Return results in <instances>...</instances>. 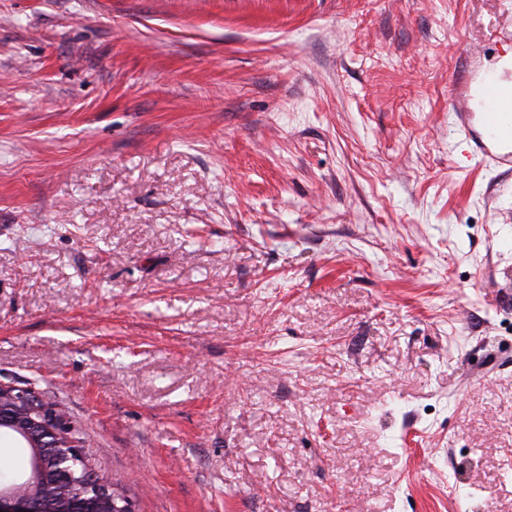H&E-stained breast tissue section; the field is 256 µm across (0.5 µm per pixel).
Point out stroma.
<instances>
[{"instance_id":"35a3bbf8","label":"stroma","mask_w":512,"mask_h":512,"mask_svg":"<svg viewBox=\"0 0 512 512\" xmlns=\"http://www.w3.org/2000/svg\"><path fill=\"white\" fill-rule=\"evenodd\" d=\"M512 0H0V375L136 512H512ZM481 92V110L472 112L468 84H453L448 98L452 124L464 135L474 157L489 167L512 170V80L488 73Z\"/></svg>"}]
</instances>
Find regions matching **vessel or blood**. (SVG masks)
I'll return each mask as SVG.
<instances>
[{
	"label": "vessel or blood",
	"instance_id": "vessel-or-blood-1",
	"mask_svg": "<svg viewBox=\"0 0 512 512\" xmlns=\"http://www.w3.org/2000/svg\"><path fill=\"white\" fill-rule=\"evenodd\" d=\"M481 109L471 111L467 83H454L448 110L453 126L464 136L473 156L512 170V80L489 73L481 81Z\"/></svg>",
	"mask_w": 512,
	"mask_h": 512
}]
</instances>
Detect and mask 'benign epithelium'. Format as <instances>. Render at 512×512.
Listing matches in <instances>:
<instances>
[{
	"instance_id": "obj_1",
	"label": "benign epithelium",
	"mask_w": 512,
	"mask_h": 512,
	"mask_svg": "<svg viewBox=\"0 0 512 512\" xmlns=\"http://www.w3.org/2000/svg\"><path fill=\"white\" fill-rule=\"evenodd\" d=\"M29 449L28 475L0 484V512H135L127 491L92 474L78 424L58 403L31 387L0 380V435Z\"/></svg>"
}]
</instances>
